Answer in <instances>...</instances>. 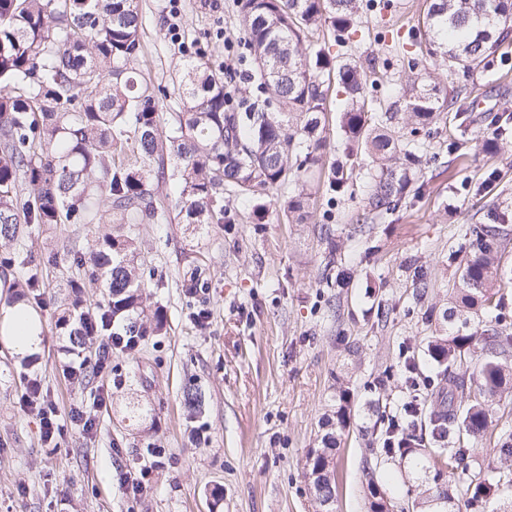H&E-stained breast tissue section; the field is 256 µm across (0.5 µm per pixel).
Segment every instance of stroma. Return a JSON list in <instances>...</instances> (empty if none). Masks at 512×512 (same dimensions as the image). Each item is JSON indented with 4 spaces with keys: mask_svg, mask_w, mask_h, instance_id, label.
I'll list each match as a JSON object with an SVG mask.
<instances>
[{
    "mask_svg": "<svg viewBox=\"0 0 512 512\" xmlns=\"http://www.w3.org/2000/svg\"><path fill=\"white\" fill-rule=\"evenodd\" d=\"M430 0H391L388 11L364 13L362 35L337 46L331 26L309 34L308 49L355 58L385 71L371 95L400 96L411 75L410 31ZM169 0H139L142 51L137 67L159 88L162 124L183 104L176 91L186 58L203 47L216 68L235 60L229 89L250 82L251 62L237 0L219 10L204 0H179L182 45L167 37ZM434 79L444 97H457L456 119L430 125L422 171L401 205L369 215V180L363 157L346 158L338 110L343 96L330 82L323 135L327 147L307 184L308 217L292 224L283 210L284 188L251 201L225 194L235 218L212 224L202 238L182 224H125L139 247L138 274L149 311L161 312L163 332L138 350L113 351L112 365L125 379L105 406L96 397L109 372L72 384L65 366L73 355L57 327V306L84 287V305L100 301L87 287L89 268L72 265L62 246L87 252L96 234L86 224L48 230L24 225L0 254L24 253L25 267H0V300L14 297V282L37 275L45 288L29 304L44 325L41 351L16 361L0 346V512H318L306 478L310 449L326 433L336 405V382L352 393L351 424L336 452L334 512H367L364 466L372 460V430L379 414L399 413L413 391L405 381L409 357L421 355L431 334L428 307L444 311L458 281L448 262L472 226L506 214L502 263L512 267V136H497L496 116H512V33L495 54L464 72ZM349 159L353 178L342 192L331 186L338 160ZM206 288L191 293L192 268ZM430 284L416 302L417 274ZM207 311L204 324L194 316ZM37 379L59 415L85 407L96 422L92 437L67 430L60 447L41 439L40 419L19 400L26 378ZM205 399L203 413L188 419L187 386ZM150 410L142 421L125 417L131 403ZM147 467L149 489L137 498L123 486L130 467Z\"/></svg>",
    "mask_w": 512,
    "mask_h": 512,
    "instance_id": "1",
    "label": "stroma"
}]
</instances>
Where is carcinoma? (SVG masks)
I'll return each instance as SVG.
<instances>
[{
	"instance_id": "cac0c4a2",
	"label": "carcinoma",
	"mask_w": 512,
	"mask_h": 512,
	"mask_svg": "<svg viewBox=\"0 0 512 512\" xmlns=\"http://www.w3.org/2000/svg\"><path fill=\"white\" fill-rule=\"evenodd\" d=\"M245 43L263 98L235 101L224 71L203 54L188 59L177 91L183 111L167 131L157 97L139 78L138 0H0V239L18 237L23 224H180L198 233L206 224H229L224 193L260 197L294 182L305 185L324 146V84L336 75L345 95L340 128L371 159L369 210L393 211L423 152L421 130L456 101L440 99L436 82L412 79L402 100L379 107L351 62L323 49L309 54L306 33L323 23L346 43L360 31L359 0H238ZM512 0H432L423 20L425 55L469 70L488 58L506 27ZM177 186L170 206L160 187ZM469 251L448 254L459 277L443 317L448 330L423 351L425 376L408 366L409 386L422 401L392 417L381 431L376 459L398 465L409 483L414 512H486L501 488L512 486V434L499 438L492 477L476 460L505 394L512 393V334L499 288L512 281L501 264L502 231L469 229ZM72 264L90 265L89 284L106 303L99 309L125 318L149 335L140 315L142 288L129 237L106 233L89 255L70 251ZM81 302L58 318L69 342L102 333L88 325ZM493 310L495 324L471 327L470 314ZM351 389L336 387L322 455L307 472L325 471L311 484L321 512L335 494L337 438L350 427ZM368 512H390L374 467L365 468Z\"/></svg>"
}]
</instances>
